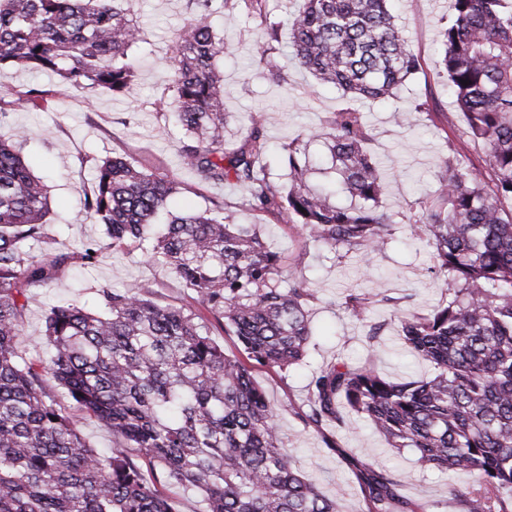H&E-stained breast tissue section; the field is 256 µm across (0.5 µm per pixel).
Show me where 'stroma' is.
Listing matches in <instances>:
<instances>
[{"instance_id":"1","label":"stroma","mask_w":512,"mask_h":512,"mask_svg":"<svg viewBox=\"0 0 512 512\" xmlns=\"http://www.w3.org/2000/svg\"><path fill=\"white\" fill-rule=\"evenodd\" d=\"M449 6L450 0H398L396 22L411 40L418 69L404 85L399 100L358 104L371 133L368 149L379 161L387 183L382 208L399 219L383 250L371 257L351 253L335 258L299 230L259 214L238 212L241 192L234 185L198 186L194 173L179 155L183 131L168 112L173 101L172 47L189 15L186 0H127L125 7L141 29L140 41L130 50L137 80L129 96L115 97L89 86H66L58 77L41 72L10 67L0 70L2 84H37L53 92L50 109L16 107L0 123V139L11 140L19 128L31 129L33 135L22 153L32 172L50 188L44 239L29 243V253L38 256L49 247L72 256L55 281L30 293L21 343L26 356L37 362L43 359L38 343L45 330V313L52 304L61 298L94 303L96 290L102 286L120 291L137 285L159 304L194 307L192 291L167 269L148 263L141 249H108L92 265L80 260L86 243L103 237L102 227L83 209V200L93 187L94 163L115 153L128 155L142 164L160 167L185 184V192L169 204L172 212L202 210L210 200L223 201L237 222L261 225L270 248L281 253L287 265H300L315 289L313 337L307 358L283 377L265 370L256 374L278 410L295 467L325 493L337 495L340 512L362 510L359 486L349 465L353 459L390 468L402 495L421 502L426 512H457L450 490L465 487L467 475L415 466L412 451L398 453L388 448L366 420L341 429L317 430L304 426L291 413L292 408L306 403L308 384L316 372L339 358L353 363L373 360L382 372L398 381L410 376L427 378L433 373L429 364L418 361L402 346L390 316L394 305L407 303L426 310L437 305L445 293L430 270L429 246L412 239L402 216L421 215L428 206L449 155L457 152L467 164L482 165L481 151L461 136V121L448 95L447 82L438 76L439 21L447 16ZM211 20L233 46L232 54L219 63L224 71L229 133H236L250 116H260L270 154L276 158L281 144L323 126L328 112L340 106L337 89L317 84L309 72L295 64L287 45H280L278 54L286 83L278 85L265 77L259 61L256 21L220 8ZM422 102L429 105L423 112L417 109ZM399 110L411 113V125L397 123L395 113ZM354 289L369 294L372 300L363 323L342 305L344 296ZM377 323L384 329L377 342L368 343L366 333ZM53 394L91 447L101 452L111 448L116 438L110 430L86 417L63 389L54 388ZM329 439L336 441V449L326 447Z\"/></svg>"}]
</instances>
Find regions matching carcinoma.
<instances>
[{
    "label": "carcinoma",
    "instance_id": "cac0c4a2",
    "mask_svg": "<svg viewBox=\"0 0 512 512\" xmlns=\"http://www.w3.org/2000/svg\"><path fill=\"white\" fill-rule=\"evenodd\" d=\"M120 0H0V68L51 72L65 84L130 93L129 56L139 27ZM214 0H187L191 20L179 31L172 92L183 130L179 153L199 182L242 189L240 210L302 230L338 256L383 248L396 221L380 209L386 184L367 144L355 102L394 98L417 69L391 0H304L288 19V47L317 83L344 102L324 128L281 146L287 182L272 178L261 117L227 147L224 72L229 50L210 17ZM440 31L442 72L463 133L483 151L485 173L446 162L428 210L406 218L432 249L445 297L426 312L394 311L405 348L433 367L425 379L393 381L372 362L336 360L309 383L306 426L368 419L387 445L410 448L422 468L469 475L453 490L459 512H512V0H450ZM258 20L260 63L286 81L275 56L280 23L269 0H221ZM467 84H462V81ZM49 91L0 85V119L13 107L49 103ZM28 133L0 140V512H174L148 483L130 449L167 477L203 496V512H339L337 500L301 474L288 454L278 413L256 380L259 368L285 375L300 364L317 300L301 271L282 277L285 261L257 224H238L220 206L171 215L176 178L124 154L95 162L84 206L104 228L103 250L145 248L195 294L210 318L161 305L134 286L96 290V305L66 302L45 317L50 365L19 348L29 289L47 285L73 256L25 246L43 238L48 187L22 156ZM328 152L331 184L311 183L310 143ZM343 194L349 205L332 201ZM371 298L352 291L344 308L365 320ZM218 323L237 340L228 353L212 338ZM57 384L119 437L112 450L90 448L58 408ZM363 512H424L400 493L392 474L351 462Z\"/></svg>",
    "mask_w": 512,
    "mask_h": 512
}]
</instances>
